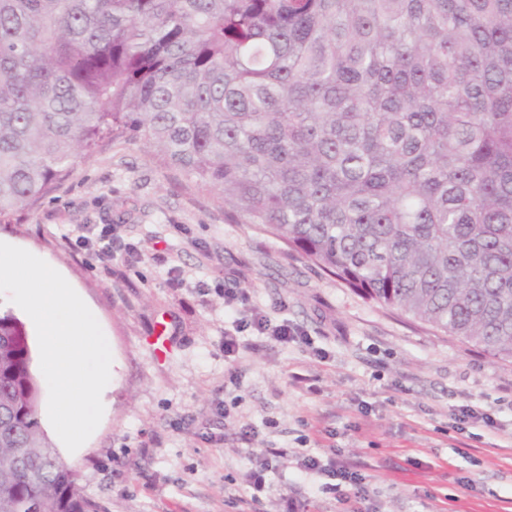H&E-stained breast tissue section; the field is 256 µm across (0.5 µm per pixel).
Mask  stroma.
<instances>
[{"mask_svg":"<svg viewBox=\"0 0 512 512\" xmlns=\"http://www.w3.org/2000/svg\"><path fill=\"white\" fill-rule=\"evenodd\" d=\"M0 240L61 273L111 344L91 437L71 453L41 422L104 512H340L307 454L362 475V512H512V360L323 276L141 142H98ZM238 318L311 343L252 326L225 355ZM469 410L493 427L459 422ZM256 457L271 463L259 493Z\"/></svg>","mask_w":512,"mask_h":512,"instance_id":"1","label":"stroma"}]
</instances>
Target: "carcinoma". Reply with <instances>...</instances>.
<instances>
[{
    "label": "carcinoma",
    "instance_id": "cac0c4a2",
    "mask_svg": "<svg viewBox=\"0 0 512 512\" xmlns=\"http://www.w3.org/2000/svg\"><path fill=\"white\" fill-rule=\"evenodd\" d=\"M129 136L233 221L512 359V0H0V218ZM0 313V512H101Z\"/></svg>",
    "mask_w": 512,
    "mask_h": 512
}]
</instances>
